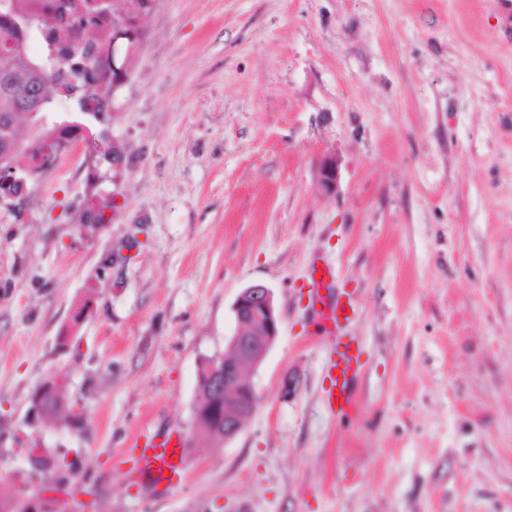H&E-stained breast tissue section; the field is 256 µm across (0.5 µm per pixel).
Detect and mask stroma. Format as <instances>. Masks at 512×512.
<instances>
[{"label":"stroma","mask_w":512,"mask_h":512,"mask_svg":"<svg viewBox=\"0 0 512 512\" xmlns=\"http://www.w3.org/2000/svg\"><path fill=\"white\" fill-rule=\"evenodd\" d=\"M127 65L91 121L114 155L0 206V496L53 479L37 448L71 512H512V0H158ZM317 258L355 300L342 417ZM256 282L280 318L256 410L196 439ZM51 376L80 425L35 418ZM171 432L186 472L158 493L132 450ZM339 163L336 157L328 156L322 158L317 164L318 182L320 188L331 193L335 191L338 180Z\"/></svg>","instance_id":"1"}]
</instances>
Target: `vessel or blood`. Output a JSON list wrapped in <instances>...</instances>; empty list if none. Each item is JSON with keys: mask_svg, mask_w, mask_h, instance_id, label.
Returning <instances> with one entry per match:
<instances>
[{"mask_svg": "<svg viewBox=\"0 0 512 512\" xmlns=\"http://www.w3.org/2000/svg\"><path fill=\"white\" fill-rule=\"evenodd\" d=\"M311 286L318 308L316 321L334 345L329 363L331 388L327 405L334 414L346 415L355 403L356 383L361 373V346L344 335L342 328L352 318L354 308L348 295L334 292L335 274L330 266L314 267ZM185 465L184 443L179 435H156L134 450V476L151 487L170 488Z\"/></svg>", "mask_w": 512, "mask_h": 512, "instance_id": "obj_1", "label": "vessel or blood"}]
</instances>
